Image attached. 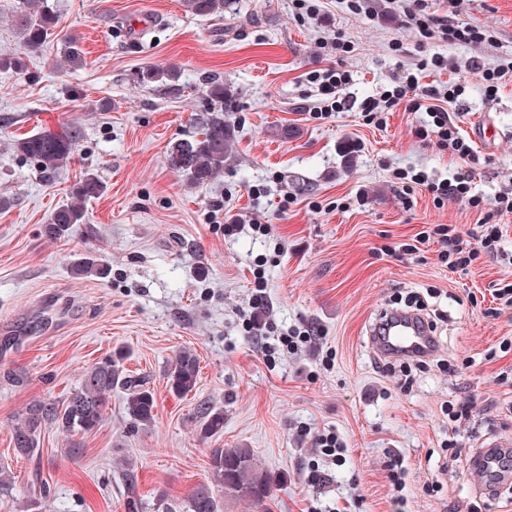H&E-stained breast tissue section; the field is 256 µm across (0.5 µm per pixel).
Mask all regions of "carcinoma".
<instances>
[{
  "label": "carcinoma",
  "instance_id": "carcinoma-1",
  "mask_svg": "<svg viewBox=\"0 0 512 512\" xmlns=\"http://www.w3.org/2000/svg\"><path fill=\"white\" fill-rule=\"evenodd\" d=\"M184 7L202 17L221 18L229 8L230 0H183ZM10 25L31 52L39 51L57 28L58 17L41 0H21L20 6L9 17ZM210 96L220 108L200 118L198 138L175 143L170 150L172 166L195 185L209 183L224 169V161L235 147L231 125L224 120V84H211ZM14 149L32 159L43 179H53L77 151V142L71 136L45 133L33 134L16 140ZM103 185L90 171L82 174L73 195L74 204L57 210L46 225L47 234L55 239H66L76 227L85 223V202L100 195ZM74 272L80 276L101 273L98 260L86 256L78 259ZM199 376V360L191 350H182L175 358L168 376L172 393L183 396L193 391ZM126 391L125 411L131 421L147 423L153 419L155 401L144 381L127 374L118 358H107L96 363L86 373L82 386L69 396L62 406L38 403L18 415L13 425L14 452L20 457L34 455L38 447L36 432L48 420L58 423L67 433L93 432L104 423V408L112 389ZM201 438L215 436L224 430V413L208 409L203 412ZM214 480L224 490V501L246 502L256 512H268L272 500L274 478L262 468L254 451L245 447L216 448L210 457ZM189 512H219L221 504L209 490L199 487L188 501Z\"/></svg>",
  "mask_w": 512,
  "mask_h": 512
}]
</instances>
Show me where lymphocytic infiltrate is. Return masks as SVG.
Segmentation results:
<instances>
[{"instance_id": "1", "label": "lymphocytic infiltrate", "mask_w": 512, "mask_h": 512, "mask_svg": "<svg viewBox=\"0 0 512 512\" xmlns=\"http://www.w3.org/2000/svg\"><path fill=\"white\" fill-rule=\"evenodd\" d=\"M402 12L419 34L428 40L462 46H477L493 42L492 32L473 24H459L431 13L428 0H403ZM448 67L446 56L435 53L422 59L416 67L395 76L392 89L383 90L380 96L363 101L362 111L368 121L379 124L384 112L402 105L411 112L423 113L424 119L416 133L421 139L435 138L440 150L466 164L463 172L454 173L446 179L430 178L424 171L398 170L395 179L401 180L403 191L413 186L426 187L436 205H443L448 197L465 201L474 212L479 213L476 231L464 232L455 225L432 224L416 234L414 242L394 246L395 255H413L419 244L433 241L439 246L437 259L450 272L465 271L472 265L488 260L512 263V252L502 243V231L493 224L497 213H512V187L499 188L494 196H487L477 189L473 181L472 168L480 162V156L470 141L463 136L459 125L447 110L448 103L462 95L460 85L446 88L423 83L425 71H443Z\"/></svg>"}]
</instances>
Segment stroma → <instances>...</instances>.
Listing matches in <instances>:
<instances>
[{
    "label": "stroma",
    "mask_w": 512,
    "mask_h": 512,
    "mask_svg": "<svg viewBox=\"0 0 512 512\" xmlns=\"http://www.w3.org/2000/svg\"><path fill=\"white\" fill-rule=\"evenodd\" d=\"M59 17L39 54L25 56L8 23L19 0H0V56H25L27 70H0V477L11 481L0 512H186L199 486L220 495L213 449H253L277 485L270 512H394L387 462L409 472L406 512H512V484L491 493L471 480L480 444L512 436V308L496 317L458 305L491 298L512 283V266L483 262L449 272L438 246L416 258L387 254L429 224L472 230L478 215L451 198L435 206L425 188L403 195L396 169L446 178L458 165L416 135L420 117L396 107L387 124H367L358 108L402 70L439 52L454 68L426 82L454 81L465 92L448 106L470 130L489 119L500 135L479 147L478 189L512 183V82L487 98L469 64L512 68V0H432L451 21L485 26L480 47L430 42L408 24L397 0H363L351 13L328 0L315 16L300 0H236L223 19L186 11L182 0H50ZM150 19L129 35L135 18ZM343 30L347 50L334 49ZM76 36L78 63L61 65L64 37ZM338 67L353 80L341 92L351 109L311 115L309 72ZM173 69L177 80L141 84L143 69ZM233 99L236 148L224 170L194 187L170 149L198 131L212 108L211 81ZM76 131L74 160L52 182L12 142L38 132ZM104 184L85 203L87 222L70 240L48 237L52 214L73 200L84 171ZM262 186L253 194L252 186ZM267 224L228 237L213 212ZM97 257L107 273L80 277L72 266ZM264 263L265 318L284 329L305 323L313 343L298 354L265 352L247 335L251 270ZM437 287L427 315L438 318L436 365L403 392L382 370L369 341L381 310ZM126 349L123 367L144 378L154 419L133 423L114 389L102 427L90 434L43 423L38 450L15 457L12 425L33 402L62 404L98 361ZM200 361L196 389L180 397L168 374L179 351ZM451 361L454 372L440 367ZM468 403L451 421L448 404ZM224 412L222 433L200 436L201 412ZM332 429L348 444L344 465L323 460L313 435ZM456 442V451L446 448ZM321 480L311 481V466Z\"/></svg>",
    "instance_id": "35a3bbf8"
}]
</instances>
